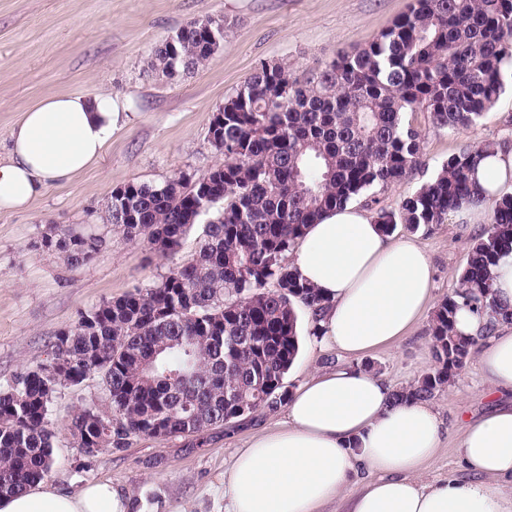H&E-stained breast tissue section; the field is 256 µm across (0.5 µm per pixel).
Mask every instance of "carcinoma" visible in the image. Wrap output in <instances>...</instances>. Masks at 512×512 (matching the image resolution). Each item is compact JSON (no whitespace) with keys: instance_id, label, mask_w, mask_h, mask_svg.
<instances>
[{"instance_id":"obj_1","label":"carcinoma","mask_w":512,"mask_h":512,"mask_svg":"<svg viewBox=\"0 0 512 512\" xmlns=\"http://www.w3.org/2000/svg\"><path fill=\"white\" fill-rule=\"evenodd\" d=\"M225 33L222 16L191 21L154 49L150 67L171 79L190 73ZM509 67L512 0H413L365 47L309 73L286 62L256 67L210 121L208 144L224 165L111 195L106 222L130 241L173 255L203 216L204 237L160 280L81 314L57 334L46 362L0 389V495L48 475L53 395L92 373L101 374L111 412L82 408L69 427L90 452L133 437L200 434L285 402L283 380L300 349L297 308L315 335L326 304L288 252L324 213L424 165L422 132L405 113L423 112L440 130L472 128L504 91ZM493 146L468 144L374 222L390 235L398 224H442L463 203L480 202L470 174ZM490 210L489 227L470 238L458 285L434 311L436 367L396 390L397 401L431 399L465 368L475 340L454 331L458 310L476 308L491 325L512 322L491 276L499 253L512 249V195ZM42 245L81 264L103 240L65 232Z\"/></svg>"}]
</instances>
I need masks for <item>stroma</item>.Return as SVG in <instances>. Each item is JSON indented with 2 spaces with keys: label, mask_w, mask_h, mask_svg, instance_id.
Masks as SVG:
<instances>
[{
  "label": "stroma",
  "mask_w": 512,
  "mask_h": 512,
  "mask_svg": "<svg viewBox=\"0 0 512 512\" xmlns=\"http://www.w3.org/2000/svg\"><path fill=\"white\" fill-rule=\"evenodd\" d=\"M411 0H0V156L22 110L52 94L112 96L131 120L114 131L88 170L50 186L25 210L0 211V387L45 362L51 345L80 313L157 281L175 263L188 260L202 234L195 225L179 251L165 256L144 242L115 233L105 220L113 188L128 182L160 184L180 175L198 177L222 165L208 144L214 112L264 62L285 61L305 73L340 51L371 41L406 13ZM221 16L223 45L207 64L175 79L150 71L154 48L187 22ZM407 120L423 135L425 167L399 184L374 189L357 207L398 209L435 173L438 165L473 140L512 141V90H505L476 127L434 128L422 112ZM72 230L104 241L98 255L71 264L42 247L47 234ZM475 230L445 222L415 231L398 225L396 237H412L434 268V299L457 286ZM423 316L397 346L367 356L374 373L392 386H408L435 366ZM299 355L284 379L291 391L320 369L346 363L338 351L318 348L299 314ZM444 438L421 479L466 477L458 453L464 421L512 403V393L494 390L477 357L434 397ZM93 406L106 411L109 398L99 374L77 386L58 387L49 412L56 434L48 475L67 489L108 481L129 492L141 512H224V467L242 441L281 418L262 410L205 432L203 437L131 439L126 447L87 453L72 439L74 413Z\"/></svg>",
  "instance_id": "35a3bbf8"
}]
</instances>
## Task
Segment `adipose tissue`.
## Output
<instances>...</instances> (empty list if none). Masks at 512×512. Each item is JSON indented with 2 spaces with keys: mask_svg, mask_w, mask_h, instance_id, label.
Wrapping results in <instances>:
<instances>
[{
  "mask_svg": "<svg viewBox=\"0 0 512 512\" xmlns=\"http://www.w3.org/2000/svg\"><path fill=\"white\" fill-rule=\"evenodd\" d=\"M129 118L112 97L59 94L23 112L0 161V210L28 207L51 184L81 174ZM485 205L463 204L450 219L482 227L490 202L512 191V143L497 144L471 173ZM301 280L329 304L317 324L326 348L351 365L317 372L255 432L224 472L226 512H512V406L469 422L458 445L476 481L448 476L424 485L416 475L442 446L434 404L397 402L393 388L356 361L396 346L433 302V268L412 239L385 236L364 212L344 206L310 225L291 255ZM455 328L472 337L486 380L512 391V324L489 326L460 309ZM0 512H137L110 482L69 490L43 479L0 495Z\"/></svg>",
  "mask_w": 512,
  "mask_h": 512,
  "instance_id": "1",
  "label": "adipose tissue"
}]
</instances>
